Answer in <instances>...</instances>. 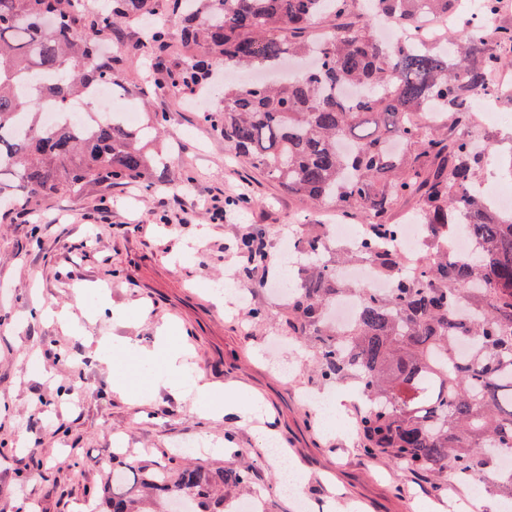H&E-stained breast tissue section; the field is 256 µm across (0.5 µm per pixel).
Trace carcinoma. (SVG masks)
<instances>
[{"instance_id":"carcinoma-1","label":"carcinoma","mask_w":512,"mask_h":512,"mask_svg":"<svg viewBox=\"0 0 512 512\" xmlns=\"http://www.w3.org/2000/svg\"><path fill=\"white\" fill-rule=\"evenodd\" d=\"M419 0H0V201L32 209L49 195L88 183L139 182L150 167L155 125L132 128L122 113L88 132L48 127L38 119L41 96L88 101L103 83L125 91L127 58L104 51L124 27L150 22L160 6L182 16L181 63L157 89L190 90L214 72L270 64L267 82L235 81L216 90L219 106L203 120L224 144L315 205L334 203L365 218V239L337 249L323 224H305L310 264L298 269L288 299V333L313 343L325 385L353 382L369 404L358 415L364 450L411 471L478 481L512 496V473L498 452L512 453V213L485 208L473 193L486 153L456 133L474 123V99L497 86L507 66L512 26L478 32L461 21L450 51L388 47L371 20L393 15L421 26ZM333 24L319 40L316 18ZM52 74L31 95L22 78ZM400 200L421 208L430 258L409 279L391 245L389 216ZM476 248L450 257L452 238ZM238 275H270L272 254L261 227L233 244ZM348 264L371 267L388 293L362 299L352 323L336 329L326 308L354 287L337 274ZM472 343L463 354L459 344ZM254 469H212L173 457L152 473L118 453L104 508L87 512H224L231 494L253 488Z\"/></svg>"}]
</instances>
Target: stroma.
<instances>
[{"instance_id":"35a3bbf8","label":"stroma","mask_w":512,"mask_h":512,"mask_svg":"<svg viewBox=\"0 0 512 512\" xmlns=\"http://www.w3.org/2000/svg\"><path fill=\"white\" fill-rule=\"evenodd\" d=\"M165 51L142 44L135 33L112 44L129 63L124 81L135 88L130 103L140 122L161 116L162 157L172 194L140 183L96 184L80 192L44 198L29 216L0 219V512H81L90 498H104L113 447L126 446L146 468L166 462L191 440L211 441L197 461L213 468L253 460L256 489L266 512H300L278 489L276 461L263 460L252 405L273 420L289 461L310 474L301 491L323 502L329 486H343L365 512H414L418 502L442 503L447 489L395 467L387 457L369 458L357 433L343 422L328 424L302 395L324 386L310 347L284 334L283 306L262 279L246 282L249 303L230 308L215 288L238 279L239 261L226 245L264 228L269 245L289 238L303 224H332L335 210L284 192L264 171L232 157L224 139L201 115L215 105L184 90H157L155 60L177 65L183 49L180 21L163 15ZM248 195L239 209L215 219L224 202ZM102 288V298L83 303L79 287ZM265 310L254 322L250 308ZM170 328L189 353L184 387L155 386L157 366L137 364L125 343L152 346ZM109 337L111 363L96 355V341ZM282 339L297 369L283 378L261 354L264 343ZM125 371L144 394L135 400L113 390ZM85 392H70L74 374ZM239 394L236 409L204 416L194 382ZM236 453L224 454L225 437ZM459 488L456 499H468Z\"/></svg>"}]
</instances>
